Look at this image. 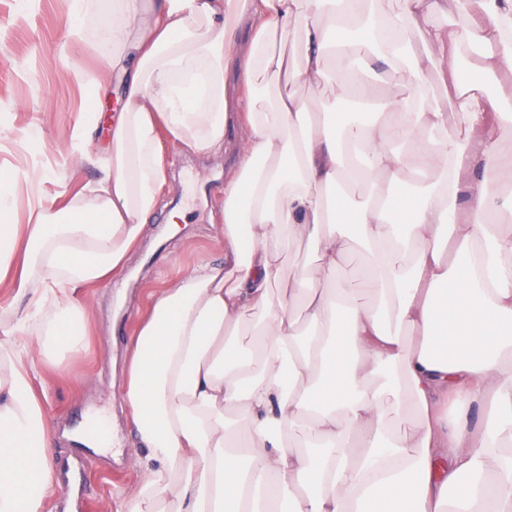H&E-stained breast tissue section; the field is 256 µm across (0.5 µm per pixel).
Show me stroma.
<instances>
[{
	"mask_svg": "<svg viewBox=\"0 0 512 512\" xmlns=\"http://www.w3.org/2000/svg\"><path fill=\"white\" fill-rule=\"evenodd\" d=\"M72 0H0V167L51 172L49 192L96 181L99 173L80 158L67 157L77 123L87 109V80L99 77L94 58L79 69L59 58ZM245 132L238 123L225 130L224 152L203 155L177 144L168 147L170 190L139 248L118 281L85 291L91 336L79 355L46 366L51 387L46 412L58 426L54 450L60 492L48 512H118V492H134L144 480L136 463L138 441L121 398L128 348L152 292L169 286L195 265L224 260L217 234L218 203L224 181L235 167ZM182 209L176 234L167 216ZM106 411L114 443L96 456L82 454L70 434L85 425L88 410Z\"/></svg>",
	"mask_w": 512,
	"mask_h": 512,
	"instance_id": "obj_1",
	"label": "stroma"
}]
</instances>
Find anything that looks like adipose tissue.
Instances as JSON below:
<instances>
[{
  "label": "adipose tissue",
  "mask_w": 512,
  "mask_h": 512,
  "mask_svg": "<svg viewBox=\"0 0 512 512\" xmlns=\"http://www.w3.org/2000/svg\"><path fill=\"white\" fill-rule=\"evenodd\" d=\"M94 7L67 41L125 80L108 148L89 150L94 116L75 129L98 180L61 201L32 170L22 214L0 169V289L25 305L0 341V512L56 494L40 368L83 349L80 290L124 274L167 141L223 150L233 103L224 262L150 294L129 349L145 479L121 512H512V0H112L92 37ZM394 71L389 122L328 120Z\"/></svg>",
  "instance_id": "ef3b65f1"
}]
</instances>
